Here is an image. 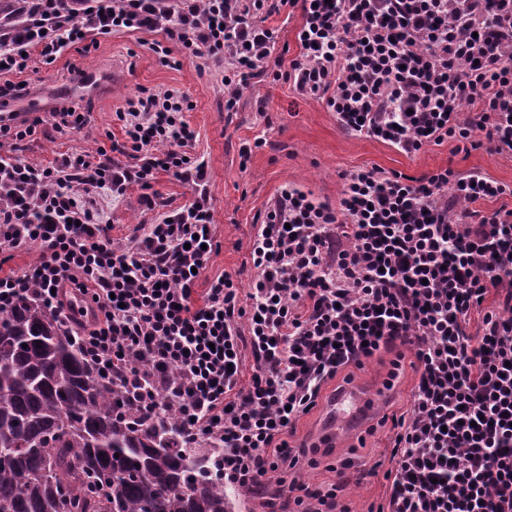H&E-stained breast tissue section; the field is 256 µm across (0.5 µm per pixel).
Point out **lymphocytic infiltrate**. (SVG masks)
Here are the masks:
<instances>
[{
  "label": "lymphocytic infiltrate",
  "mask_w": 512,
  "mask_h": 512,
  "mask_svg": "<svg viewBox=\"0 0 512 512\" xmlns=\"http://www.w3.org/2000/svg\"><path fill=\"white\" fill-rule=\"evenodd\" d=\"M77 2L52 0L28 33L0 27V65L20 73L32 48L50 65L118 30L158 31L163 61L177 51L223 69L225 111L266 73L325 102L343 130L408 154L446 141L512 154V0H93L83 13ZM286 7L302 23L282 70L269 65L266 21ZM191 107L178 91H140L118 115L122 140L52 166L21 160V142L44 122L83 129L89 113L64 106L0 125V251L38 250L27 270L0 277V311L32 296L74 323L106 384L132 385L147 422L159 397L177 403L181 442L216 446L225 489L269 490L264 512L283 495L294 512H350L339 484L292 478L320 450L286 437L328 383L390 354L385 387L408 367L417 381L409 411L391 419L376 512H512V209L480 208L512 185L448 167L419 177L362 167L333 206L284 191L253 241L249 290L225 273L199 301L213 202ZM162 172L191 183V201L115 245L93 195L148 190ZM493 290L504 298L470 336Z\"/></svg>",
  "instance_id": "obj_1"
}]
</instances>
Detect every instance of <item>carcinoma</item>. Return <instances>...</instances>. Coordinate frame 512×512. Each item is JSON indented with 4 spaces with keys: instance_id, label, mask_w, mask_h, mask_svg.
I'll use <instances>...</instances> for the list:
<instances>
[{
    "instance_id": "1",
    "label": "carcinoma",
    "mask_w": 512,
    "mask_h": 512,
    "mask_svg": "<svg viewBox=\"0 0 512 512\" xmlns=\"http://www.w3.org/2000/svg\"><path fill=\"white\" fill-rule=\"evenodd\" d=\"M0 23L30 26L23 0H0ZM133 403L53 312L30 298L0 312V512H233L211 454L180 447L170 413L120 421Z\"/></svg>"
}]
</instances>
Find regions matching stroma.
Here are the masks:
<instances>
[{
	"instance_id": "obj_1",
	"label": "stroma",
	"mask_w": 512,
	"mask_h": 512,
	"mask_svg": "<svg viewBox=\"0 0 512 512\" xmlns=\"http://www.w3.org/2000/svg\"><path fill=\"white\" fill-rule=\"evenodd\" d=\"M160 38V33L145 30L115 32L100 38L96 49L87 53L70 49L51 65L31 59L24 73L0 76V86L20 85L30 92L47 83L69 84L83 70L125 72L124 82L106 85L98 95L71 99L77 111L92 114L91 126L60 134L41 125L25 140L22 158L43 165L95 150L106 145L108 136H121L116 114L139 91L173 89L187 94L193 107L185 119L198 135L193 153L207 165L217 242L198 278L197 294H204L210 280L227 272L240 273L242 282H249L250 245L265 210L283 190L294 188L315 202L332 205L340 193L342 174L360 167L418 177L448 166L463 175L479 171L512 184V155L483 148L459 152L446 142L409 156L389 143L342 130L325 104L302 98L288 83L267 76L252 79L236 110L225 111L219 78L201 71L199 59L193 57L182 58L177 67L162 63L150 49ZM258 137L265 144L257 149L253 142ZM246 144L252 145L253 152L244 165L240 149ZM154 188L160 195L154 211L143 205V191L137 186L115 202L98 198L97 206L116 244H127L138 225L156 223L161 214L177 210L191 197L189 183L166 172L158 174ZM390 442L384 427L365 440H352L350 446L330 448L319 466L304 467L301 479L312 487L340 482V495L352 512H370L384 502L387 482L383 476L368 475L367 470L373 463H388ZM343 459L350 460V467L341 474L332 471V464Z\"/></svg>"
}]
</instances>
